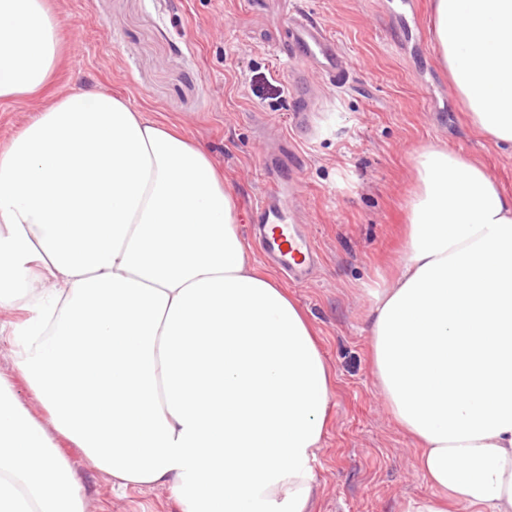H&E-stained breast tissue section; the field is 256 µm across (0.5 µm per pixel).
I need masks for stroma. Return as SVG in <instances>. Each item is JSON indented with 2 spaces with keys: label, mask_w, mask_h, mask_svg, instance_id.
<instances>
[{
  "label": "stroma",
  "mask_w": 512,
  "mask_h": 512,
  "mask_svg": "<svg viewBox=\"0 0 512 512\" xmlns=\"http://www.w3.org/2000/svg\"><path fill=\"white\" fill-rule=\"evenodd\" d=\"M432 0H55L64 57L42 97L0 102V140L45 101L81 88L125 98L152 119L177 125L224 174L239 213L265 192L267 149L291 146L280 179L295 223L316 242L320 264L287 284L305 311L331 374L326 433L315 463L313 512H406L431 490L419 450L393 419L372 366L373 289L401 259L416 155L440 144L481 164L512 196V151L470 123L439 61ZM305 14L333 37L343 83L310 73L293 90L283 49L290 18ZM318 99L310 131L292 114ZM0 376L41 424L48 416L19 377L8 338ZM67 457L88 512H179L162 487L119 489L68 442Z\"/></svg>",
  "instance_id": "35a3bbf8"
}]
</instances>
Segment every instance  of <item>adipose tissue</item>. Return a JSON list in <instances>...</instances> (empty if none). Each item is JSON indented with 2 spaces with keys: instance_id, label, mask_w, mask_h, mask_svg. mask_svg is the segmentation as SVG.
Masks as SVG:
<instances>
[{
  "instance_id": "obj_1",
  "label": "adipose tissue",
  "mask_w": 512,
  "mask_h": 512,
  "mask_svg": "<svg viewBox=\"0 0 512 512\" xmlns=\"http://www.w3.org/2000/svg\"><path fill=\"white\" fill-rule=\"evenodd\" d=\"M433 9L473 124L512 146V0ZM61 29L53 0H0L1 102L53 82ZM416 169L400 269L370 309L380 393L432 490L407 512H512V196L444 146ZM0 310L51 421L0 377V512H87L60 438L180 512H311L330 368L174 128L75 90L0 145Z\"/></svg>"
}]
</instances>
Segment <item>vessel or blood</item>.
I'll list each match as a JSON object with an SVG mask.
<instances>
[{"label": "vessel or blood", "instance_id": "1", "mask_svg": "<svg viewBox=\"0 0 512 512\" xmlns=\"http://www.w3.org/2000/svg\"><path fill=\"white\" fill-rule=\"evenodd\" d=\"M287 57L291 69L298 73L312 65L336 80L344 75L332 37L323 26L305 16L290 24ZM288 213L286 194L274 180L252 208L250 222L258 231L264 256L284 268L293 280L301 281L313 267L317 251L311 237L299 225L289 223Z\"/></svg>", "mask_w": 512, "mask_h": 512}]
</instances>
